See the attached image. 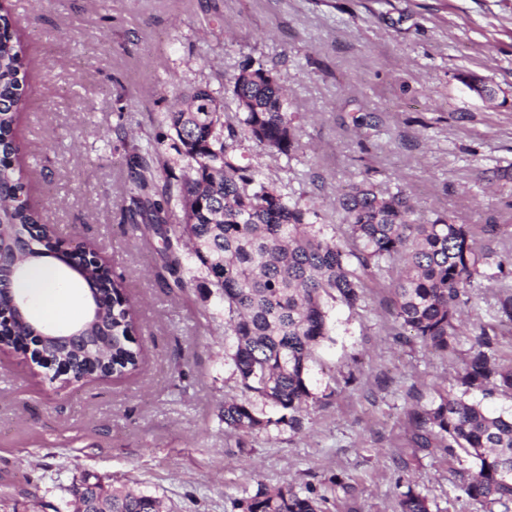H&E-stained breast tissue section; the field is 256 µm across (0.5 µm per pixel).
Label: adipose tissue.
<instances>
[{"instance_id": "ef3b65f1", "label": "adipose tissue", "mask_w": 512, "mask_h": 512, "mask_svg": "<svg viewBox=\"0 0 512 512\" xmlns=\"http://www.w3.org/2000/svg\"><path fill=\"white\" fill-rule=\"evenodd\" d=\"M62 266L51 264L33 272L28 280L32 293L39 300L37 313L39 317L52 319L59 324L67 325L83 315L77 301L81 290L79 283L63 287Z\"/></svg>"}]
</instances>
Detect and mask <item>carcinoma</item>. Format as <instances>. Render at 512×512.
<instances>
[{"label": "carcinoma", "mask_w": 512, "mask_h": 512, "mask_svg": "<svg viewBox=\"0 0 512 512\" xmlns=\"http://www.w3.org/2000/svg\"><path fill=\"white\" fill-rule=\"evenodd\" d=\"M30 60L12 16L0 9V247L27 277L30 269L55 258L53 224L43 225V250L25 256L19 245L26 226L41 223L18 169V104L26 85ZM239 74L234 83L236 123L224 125L211 90L198 86L167 113L175 132L177 154L189 174L179 188L184 220L167 224L160 218L159 195L170 198L171 186L158 185L146 149L134 161L139 196L136 213L147 215V231L162 241L164 268L177 287L204 275L216 288L224 309L226 353L244 400L226 399L221 418L226 428L254 431L274 424L302 428L315 404L310 364L320 345L331 340L329 302L353 308L364 298V279L380 264L404 261L393 284V315L400 326L426 347L441 353L454 350L463 297L479 277L489 255L478 249L473 227L445 217L422 222L404 194L356 183L341 202L347 238L336 241L329 225L314 221L315 210L301 198L266 181L256 166L239 163L236 147L253 141L265 150L291 156L298 144L282 87L264 77L270 70ZM91 292L88 310L104 305L98 331H112V374L138 370L141 354L132 347L136 314L124 293V282L97 268H76ZM112 308H107V305ZM43 323L19 319L3 327L0 342L38 336ZM492 338L484 330L473 337L457 395L443 388L410 412V440L420 450L441 448L449 458L462 452L472 463L462 485L480 512H512V414H492L469 401L470 391L512 396V363L491 353ZM60 356L76 366L106 367L97 349ZM271 407L272 418L257 407ZM73 493L82 504L103 497L112 512H162L160 501L142 493L84 479ZM242 512H322L313 492L288 486L258 490L240 501ZM395 512H431L427 497L412 484L398 492Z\"/></svg>", "instance_id": "1"}]
</instances>
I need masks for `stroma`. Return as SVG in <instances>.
Instances as JSON below:
<instances>
[{
	"label": "stroma",
	"instance_id": "1",
	"mask_svg": "<svg viewBox=\"0 0 512 512\" xmlns=\"http://www.w3.org/2000/svg\"><path fill=\"white\" fill-rule=\"evenodd\" d=\"M0 5L34 64L17 135L31 199L64 242L96 248L124 279L142 354L134 374L66 385L0 349V512H72L71 488L86 476L157 496L164 512H240L258 488L283 485L314 491L324 512H393L407 482L432 512H475L461 490L469 460L411 448L408 415L456 386L479 330L512 363L497 290L472 289L454 351L435 353L395 321L394 271H373L362 303L333 306L302 430L226 431L219 410L241 390L224 359V316L204 279L180 289L160 277L156 241L130 219L128 159L156 146L162 181L178 187L185 163L166 112L206 85L234 122V79L260 65L283 87L300 144L286 157L242 143L267 181L301 196L340 241L350 184L403 191L424 220L472 225L496 273L512 260V0ZM466 75L493 96L472 92ZM366 114L374 126L356 125Z\"/></svg>",
	"mask_w": 512,
	"mask_h": 512
}]
</instances>
